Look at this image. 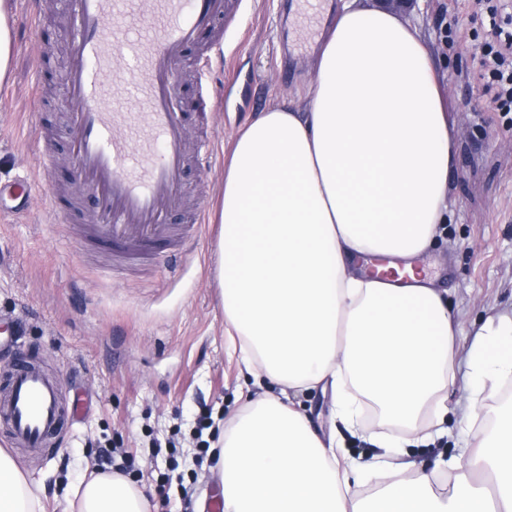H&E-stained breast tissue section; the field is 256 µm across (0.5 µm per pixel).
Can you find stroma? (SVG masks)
<instances>
[{
	"label": "stroma",
	"instance_id": "obj_1",
	"mask_svg": "<svg viewBox=\"0 0 512 512\" xmlns=\"http://www.w3.org/2000/svg\"><path fill=\"white\" fill-rule=\"evenodd\" d=\"M407 16L440 66L458 133L449 178L454 220L445 241L421 264L448 289L461 335L455 379L445 403L449 434L396 451L379 442L394 428L369 410L365 439L351 437L333 413L330 392L294 394L293 402L321 437L365 468L362 491L381 482L389 463L431 470L458 456L473 380L469 355L488 320L512 313V119L487 112L489 96L476 75L474 53L484 14L472 0H357ZM341 0H318L307 21L303 0H242L224 35V87L208 131L214 159L192 166L184 187L192 206H205L207 227L173 257L137 264L113 276L108 257L87 245L78 225L59 223L50 200L77 190L78 173L58 141V166H40L42 123L64 132L70 112L58 84L73 31L62 0L36 19L26 0H8L13 48L0 84V180L28 172L33 194L25 215L0 216V324L9 345L0 359L27 355L61 379L64 394L82 390L91 407L66 426L52 450L15 452L27 476L55 491L88 480L97 448L117 449L145 496L169 483L167 512L211 501L216 483L200 478L195 462L198 421L232 417L245 403L252 378L228 357L218 278L219 208L224 171L236 134L258 112L291 99L305 104L314 53Z\"/></svg>",
	"mask_w": 512,
	"mask_h": 512
}]
</instances>
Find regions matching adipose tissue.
<instances>
[{"instance_id":"1","label":"adipose tissue","mask_w":512,"mask_h":512,"mask_svg":"<svg viewBox=\"0 0 512 512\" xmlns=\"http://www.w3.org/2000/svg\"><path fill=\"white\" fill-rule=\"evenodd\" d=\"M308 106L268 107L236 135L224 178L220 284L228 351L260 395L224 424L211 471L223 512H512V408L445 474L389 468L369 493L284 394L329 384L338 418L362 403L397 427L387 445L447 435L444 394L459 334L445 290L417 259L451 221L452 113L417 28L383 8L343 4L315 63ZM407 282L373 278L378 259ZM469 366L477 393L512 374V315L481 332ZM491 473L494 492L477 480ZM64 512H147L120 475L63 494ZM0 512H44L43 488L0 449Z\"/></svg>"}]
</instances>
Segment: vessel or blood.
<instances>
[{
  "instance_id": "b4317fda",
  "label": "vessel or blood",
  "mask_w": 512,
  "mask_h": 512,
  "mask_svg": "<svg viewBox=\"0 0 512 512\" xmlns=\"http://www.w3.org/2000/svg\"><path fill=\"white\" fill-rule=\"evenodd\" d=\"M224 0H66L75 35L61 90L74 104L68 146L89 201L86 241L112 252L119 270L159 258L182 239L167 223L181 207L189 113L175 104L177 68L186 46L201 53L195 77L204 92L224 61ZM28 175L0 182V213L27 212ZM58 379L30 359H17L0 403L11 447L37 453L59 437Z\"/></svg>"
}]
</instances>
